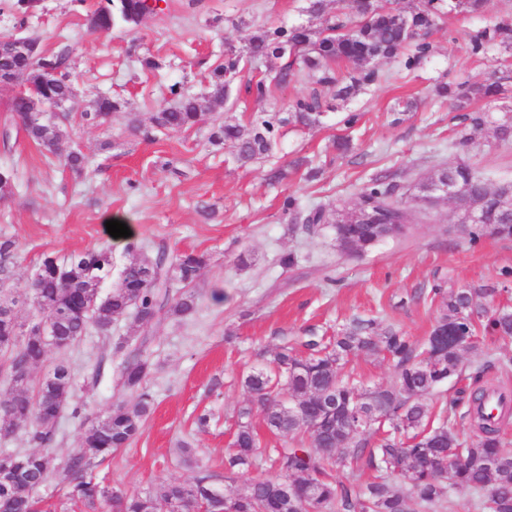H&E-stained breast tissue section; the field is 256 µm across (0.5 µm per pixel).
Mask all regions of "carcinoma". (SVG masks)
<instances>
[{
  "instance_id": "1",
  "label": "carcinoma",
  "mask_w": 512,
  "mask_h": 512,
  "mask_svg": "<svg viewBox=\"0 0 512 512\" xmlns=\"http://www.w3.org/2000/svg\"><path fill=\"white\" fill-rule=\"evenodd\" d=\"M490 0H426L424 8L406 11L391 0H344L336 14L327 15L325 0H306L304 11L325 18V26L314 31L302 24L272 25L254 35L247 49L224 52V62L214 67L206 95L170 88L172 104L151 118L158 131L194 128L204 115L203 103L228 100L231 79L246 64H271L269 75L258 80L256 95L262 98L271 86L304 80L309 92L295 99L286 112H256L250 128L213 120L209 143L233 148L238 161L247 163L267 156L279 130L285 125L314 129L322 123V112L332 108L323 96L335 90L334 99L344 102L362 88L382 82L385 75L371 66L377 59H400L412 71L429 57L427 36L440 22L454 14H482ZM150 10L147 0H101L92 12L96 29L109 34L120 25L135 28L141 14ZM28 50L0 51V76L20 74L34 84L41 97L65 96L75 77L69 51L55 54L39 51L40 37H26ZM495 46L512 51V16H498L469 36L467 49L481 56ZM280 65L274 66L272 62ZM436 96L451 102L459 113L453 147H466L470 131L490 124L498 140L512 141V106L501 107V115L476 110L480 100L495 101L502 95L498 81L464 85L454 81L436 85ZM11 112L28 140L47 154H56L70 123V114L50 123L33 118V100L28 94L11 100ZM123 103L107 97L97 99L81 121L102 126ZM433 176L466 189L481 202L484 220L470 230L477 242L492 234L512 238V214L501 207L505 186H495L466 162L446 165ZM15 172L0 167V197L14 194ZM356 207L375 214L371 221L354 220L345 208L316 206L304 210L293 196L282 209L293 224L313 229L333 224L336 244L346 253L374 248L387 237L401 233L399 224L412 221L401 198L396 175L374 174L360 189ZM18 253L15 241H0V371L9 389L0 400V439L9 438L19 426L27 428L30 452L0 451V512H44L38 491L50 477L61 474L67 496L89 509L103 504L111 512H161L177 502H190L198 512H453L452 494L467 489L475 494V512H512V448L505 441L502 425L512 416V393L495 386L474 390L462 388L458 397L436 407L427 403L436 388L456 376L481 380L484 369L466 373L464 354L474 348V297L495 288H431V301L440 315L428 338L419 343L392 324L375 318H356L336 335L310 336L303 351L286 346L271 352L260 368L242 376V386L263 411L266 429L296 443L283 448H265L249 421L251 408L239 411L240 421L233 450L224 459V478H241L253 469L269 466V473L247 480L242 489L225 492L211 483L203 470L193 482L168 480L149 492H135L106 484L95 472L96 463L127 448L140 434L154 404L147 386L152 363L145 342L133 336L112 339V326L132 313L139 324L170 317L188 320L198 312L197 297L186 290L207 262L204 252L169 255L158 246L154 255L137 245L127 246L116 287L106 296L102 285L112 277V252L106 248L75 251L60 259L44 255L35 275L31 302L36 313L25 324L15 316L16 300L8 293L10 264ZM153 276H144L145 265ZM181 284L185 290L175 294ZM52 320L62 348L74 346L82 337H102L100 361L93 378L101 376L103 361L122 358L118 386L122 394L135 396L132 404L116 400L103 415L90 419L81 407L71 415L82 426L80 449L62 462L54 453L57 424L74 385L70 366L59 361L52 372L19 385L13 372L38 365L48 352L44 338L24 334L25 326ZM453 326L462 337L454 349L440 347L436 336ZM484 332L502 339L512 338V307L503 305L486 315ZM388 355L397 373L390 387L361 386L354 372L346 370L349 358L358 355ZM467 410L457 414L460 405ZM468 420L477 434L461 447L457 417ZM368 470L373 478L365 484L356 472Z\"/></svg>"
}]
</instances>
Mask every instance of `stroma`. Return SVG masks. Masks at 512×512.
I'll list each match as a JSON object with an SVG mask.
<instances>
[{
	"label": "stroma",
	"mask_w": 512,
	"mask_h": 512,
	"mask_svg": "<svg viewBox=\"0 0 512 512\" xmlns=\"http://www.w3.org/2000/svg\"><path fill=\"white\" fill-rule=\"evenodd\" d=\"M98 3L38 0L22 20L13 0H0V38L22 25L41 34L46 53L70 48L79 88L75 112L90 110L102 94L124 103L106 126L75 124L59 154L48 158L17 128L10 110L13 89L0 88V166L14 168L17 181L14 195L0 200V240L18 245L11 269L12 292L21 300L18 317L27 320L32 310L28 285L45 254L107 247L115 269H122L127 247L112 242L105 231L113 215L135 226L133 241L145 251L163 244L173 254L194 250L211 256L194 285L199 311L192 320L173 318L140 329L128 316L113 326L118 336L146 334L153 362L147 384L155 404L132 445L100 465L112 485L145 492L164 480H193L197 470L180 462L183 442L209 466L215 483L223 484L237 411L248 402L240 380L262 365L264 351L313 333L332 334L337 325L368 315L424 339L438 315L429 292L440 282L480 289L475 304L481 312L512 304V292L482 294L499 282L502 269H512V239L487 235L470 244L454 203L415 207L405 234L364 254L341 252L332 225L309 235L282 210L290 195L305 207L352 208L362 184L385 169L409 190L436 166L462 160L493 184L512 182V143L499 141L487 126L474 133L466 149L451 148L456 122L448 102L431 91L434 78L448 74L473 83L494 70L512 91V55L494 50L477 59L466 51L469 34L483 27L486 17L458 15L441 25L429 37L432 52L422 70L410 73L397 61H378L387 81L340 104L317 130L283 128L269 157L244 165L228 149L208 143L210 122L221 118L245 126L253 112L287 111L292 100L307 93L304 82L272 90L259 102L235 80L229 103L214 107L203 124L188 131H154L150 117L170 104L171 85L202 93L225 50H244L260 28L321 27V19L305 13V0H166L162 13L109 35L87 26ZM147 57L158 61L159 69L144 68ZM403 97L416 98L419 106L399 123L395 108ZM345 112L361 113L362 119L352 133L353 151L341 158L334 141L347 132L341 122ZM134 116L140 122L136 131L129 125ZM76 146L89 158L81 178L64 161ZM303 157L320 166L317 179L293 170V161ZM166 160L180 176L163 169ZM277 166L287 168L288 175L273 184L267 175ZM285 253L295 255L293 266L281 265ZM98 343V336L89 335L69 350H49L33 370L39 379L66 360L74 373L68 404L82 406L93 418L110 405L119 372L109 366L94 378ZM506 354L512 356V340L488 339L466 352L464 362L468 372L483 369L485 383L512 390V370L484 366ZM204 412L212 418L201 431L195 419Z\"/></svg>",
	"instance_id": "stroma-1"
}]
</instances>
